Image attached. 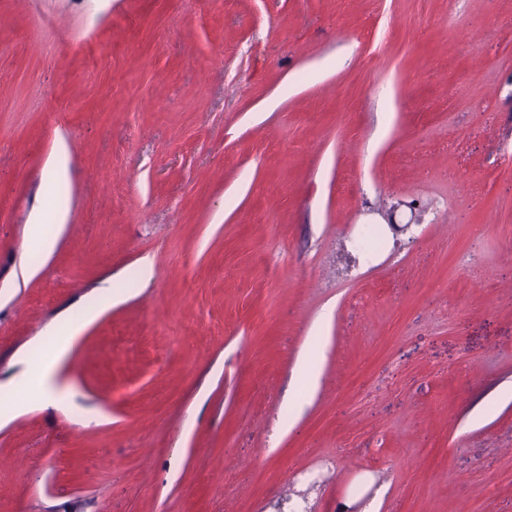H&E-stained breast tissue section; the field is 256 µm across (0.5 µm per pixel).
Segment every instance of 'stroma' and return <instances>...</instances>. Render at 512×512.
Listing matches in <instances>:
<instances>
[{"label":"stroma","mask_w":512,"mask_h":512,"mask_svg":"<svg viewBox=\"0 0 512 512\" xmlns=\"http://www.w3.org/2000/svg\"><path fill=\"white\" fill-rule=\"evenodd\" d=\"M13 401L0 512H512V0H0ZM46 186L55 191L57 200H61L63 188L68 179L66 160L63 156H57L45 173ZM76 334L77 328L71 325L52 335L58 337L54 338L51 352L43 364L38 378L39 400L46 405H60L67 399L52 383V376L57 363L69 353Z\"/></svg>","instance_id":"stroma-1"}]
</instances>
